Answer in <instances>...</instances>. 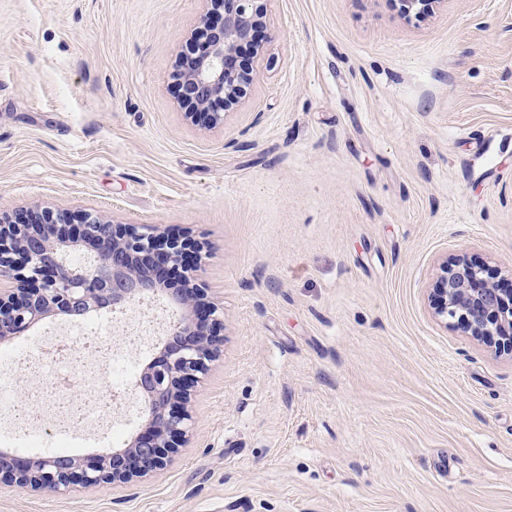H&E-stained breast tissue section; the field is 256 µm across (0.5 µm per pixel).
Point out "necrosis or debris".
Wrapping results in <instances>:
<instances>
[{
	"instance_id": "1",
	"label": "necrosis or debris",
	"mask_w": 512,
	"mask_h": 512,
	"mask_svg": "<svg viewBox=\"0 0 512 512\" xmlns=\"http://www.w3.org/2000/svg\"><path fill=\"white\" fill-rule=\"evenodd\" d=\"M85 328V335L75 342L61 339L52 342L42 334L19 349L0 353L1 390L11 384L12 365L21 361H36L80 376L82 393L77 398L70 395L64 383L46 376L39 395V410L35 413L9 400L0 401V418L9 420L23 433L22 447L42 448L49 444L57 450L65 447L80 429L97 424L103 412L112 406L111 398L105 397L95 383L101 362H111L114 386H123L134 377V364L118 357L97 320H87ZM58 416L64 419V426L48 432V423Z\"/></svg>"
}]
</instances>
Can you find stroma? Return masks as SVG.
Returning a JSON list of instances; mask_svg holds the SVG:
<instances>
[{
  "label": "stroma",
  "mask_w": 512,
  "mask_h": 512,
  "mask_svg": "<svg viewBox=\"0 0 512 512\" xmlns=\"http://www.w3.org/2000/svg\"><path fill=\"white\" fill-rule=\"evenodd\" d=\"M264 10L207 125L171 78L202 0H0V214L189 234L224 320L167 468L0 512H512V353L429 306L445 258L512 286V0ZM180 316L134 301L115 351ZM400 14L408 20L419 19L434 11L441 0H397Z\"/></svg>",
  "instance_id": "35a3bbf8"
}]
</instances>
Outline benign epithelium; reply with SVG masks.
<instances>
[{"mask_svg":"<svg viewBox=\"0 0 512 512\" xmlns=\"http://www.w3.org/2000/svg\"><path fill=\"white\" fill-rule=\"evenodd\" d=\"M195 32V53L177 62L173 80L189 118L215 124L246 95L253 68L237 63L243 44L260 49L261 0H206ZM410 20L434 11L442 0H397ZM224 15L218 26L213 13ZM201 261L189 236L121 229L87 214L79 222L64 210H33L12 220L0 216V341L18 337L43 320L82 318L108 305L126 307L145 294L162 292L184 311L159 353L135 379L143 402L141 425L109 454L20 457L0 451V482L34 492L75 486L134 485L164 469L191 434V391L206 376L224 338L219 308L190 274ZM430 306L440 321L454 320L465 335L512 347V289L490 285L483 270L463 256L439 264Z\"/></svg>","mask_w":512,"mask_h":512,"instance_id":"benign-epithelium-1","label":"benign epithelium"}]
</instances>
